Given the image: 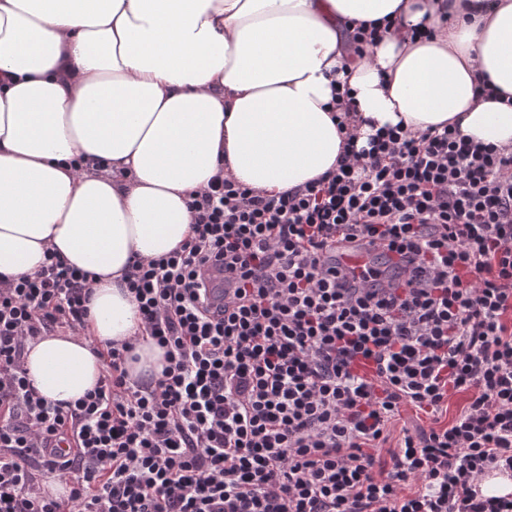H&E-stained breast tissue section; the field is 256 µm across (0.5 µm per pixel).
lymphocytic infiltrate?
I'll return each mask as SVG.
<instances>
[{
  "mask_svg": "<svg viewBox=\"0 0 512 512\" xmlns=\"http://www.w3.org/2000/svg\"><path fill=\"white\" fill-rule=\"evenodd\" d=\"M346 137L319 182L194 192L192 235L126 275L138 335L75 402L39 396L24 355L83 332L87 274L50 252L0 283V512H512L479 489L512 475V152L449 127ZM340 238L363 271L329 262ZM145 340L150 382L126 369ZM406 407L430 424L392 438ZM136 360H128V370L133 378L150 381L156 378L164 365V350L153 342L142 341L132 352Z\"/></svg>",
  "mask_w": 512,
  "mask_h": 512,
  "instance_id": "obj_1",
  "label": "lymphocytic infiltrate"
}]
</instances>
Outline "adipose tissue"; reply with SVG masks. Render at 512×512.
Segmentation results:
<instances>
[{"label": "adipose tissue", "mask_w": 512, "mask_h": 512, "mask_svg": "<svg viewBox=\"0 0 512 512\" xmlns=\"http://www.w3.org/2000/svg\"><path fill=\"white\" fill-rule=\"evenodd\" d=\"M488 84L512 97V0H0V277L49 250L91 276L84 336L26 347L36 392L94 389L88 340L133 335L123 276L190 237L191 191L335 170L344 91L361 135L449 125L512 151Z\"/></svg>", "instance_id": "1"}]
</instances>
